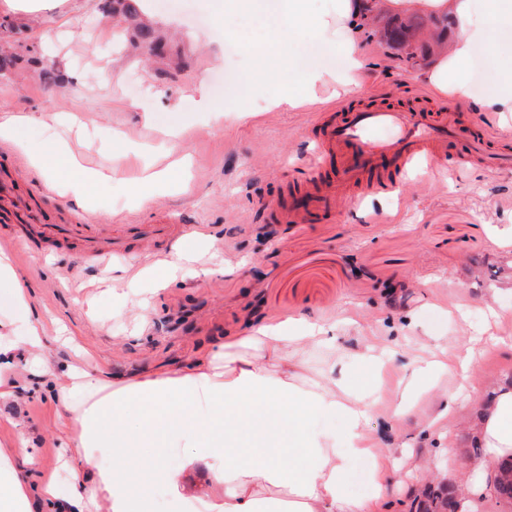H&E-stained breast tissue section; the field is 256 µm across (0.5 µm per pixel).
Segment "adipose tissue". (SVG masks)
<instances>
[{"instance_id": "ef3b65f1", "label": "adipose tissue", "mask_w": 512, "mask_h": 512, "mask_svg": "<svg viewBox=\"0 0 512 512\" xmlns=\"http://www.w3.org/2000/svg\"><path fill=\"white\" fill-rule=\"evenodd\" d=\"M281 23L274 43L296 45L307 37L332 45L345 59L342 72L299 70L280 58H266L267 71H287L288 84L272 105L294 110L318 102L320 87L335 85L346 93L360 84L367 61L360 45L368 18L376 13H417L448 21L453 36L417 81L434 95L469 102L480 112L509 117L501 133L512 135V0H325L312 11L311 0H281ZM483 48L499 78L489 93L474 97L468 78L473 52ZM29 118L0 115V142L23 151L49 187L66 182L85 207L112 182L111 175L82 168L72 150L32 146L23 137ZM326 353L316 376H305L304 355ZM347 351L329 327L303 318L273 321L226 337L223 345L197 358L131 380L82 375L81 387L100 392L89 405L73 407L68 419L81 448H133L135 461L148 470L161 467L167 440L183 443L191 453L185 469L206 466L212 483L223 486L224 499L210 512H375L370 499L347 490L350 457H372L382 485L387 464L368 431L373 392L367 383L341 373ZM413 379L390 404L391 420L413 414L417 392L430 389L438 375L469 382L475 358L470 347L453 355L411 357ZM137 406L136 427L125 424L129 406ZM318 419L342 421L346 447L333 434L317 429ZM483 453L470 473L480 482L494 480L512 460V382L496 383L477 412L475 429ZM0 479L8 490L0 512H35L28 480L0 448ZM109 495L110 512H150L145 496L134 494L126 464L114 461L111 473L99 476Z\"/></svg>"}]
</instances>
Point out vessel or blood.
<instances>
[{
    "instance_id": "obj_1",
    "label": "vessel or blood",
    "mask_w": 512,
    "mask_h": 512,
    "mask_svg": "<svg viewBox=\"0 0 512 512\" xmlns=\"http://www.w3.org/2000/svg\"><path fill=\"white\" fill-rule=\"evenodd\" d=\"M319 139L322 148L342 159L339 178L320 201L324 207L342 196L354 203L365 193L394 188L397 171L434 163L442 155H453L460 163L484 156L494 170L512 166V154L489 152L486 135L463 125L457 113L420 106L403 111L347 104L337 110L335 120L321 125ZM380 155L394 158V172L376 174L374 163Z\"/></svg>"
}]
</instances>
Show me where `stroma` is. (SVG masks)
<instances>
[{"label": "stroma", "instance_id": "obj_1", "mask_svg": "<svg viewBox=\"0 0 512 512\" xmlns=\"http://www.w3.org/2000/svg\"><path fill=\"white\" fill-rule=\"evenodd\" d=\"M103 0H37L36 13L0 0V46L20 61L0 71V111L29 115L24 131L35 146L89 141L85 166L117 170L110 193L93 210L73 194L49 192L24 153L0 144V241L26 236L30 247L7 248L29 284V308L0 290V345L14 346L17 389L0 399V443L13 447L24 472L51 480L58 498L82 490L89 512H107V492L96 482L103 458L119 448H76L58 399L70 386L65 369L77 366L103 378L190 361L247 322L304 316L339 324L349 349L375 336L397 350L421 340L434 348L472 347L471 384L443 378L458 392V411L438 417L435 395L392 433L386 404L409 372L392 370L377 389L370 427L394 456V475L379 512H410L429 483L460 484L474 453L469 424L488 394L490 379L512 380V245L492 227L512 225V168L490 171L480 162L445 171L443 162L401 175L395 189L364 195L359 204L337 200L312 224L292 223L294 198L337 173L336 154L322 150L319 122L340 100L332 88L322 102L296 111L270 109L283 84L256 56L270 12L224 15V0H141V17L170 40L169 57L128 52L122 30ZM391 15L371 18L364 37L368 69L349 101L366 107L407 108L421 101L457 109L474 121L494 148L501 116L473 113L435 96L415 75L431 61L422 48L382 38ZM232 25L236 37L224 34ZM112 76L111 90L95 81ZM64 75V84L45 71ZM225 106L224 115L200 111V98ZM234 104L251 114L239 119ZM183 140L163 136L172 125ZM123 143H115L114 133ZM184 159L186 191L157 195L135 206L127 181L162 156ZM96 225L118 238L123 256L101 267L86 257L80 227ZM129 224H153L154 241L126 234ZM199 238L192 261L157 286L135 270L171 261L183 241ZM37 313L44 346H21L30 313ZM435 418L432 432L422 425ZM85 462L82 481L73 465Z\"/></svg>", "mask_w": 512, "mask_h": 512}]
</instances>
